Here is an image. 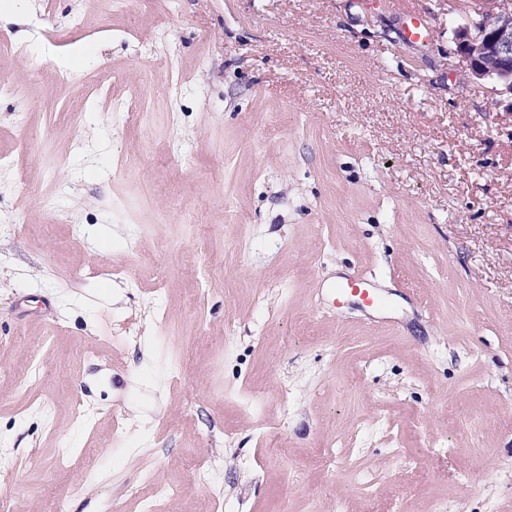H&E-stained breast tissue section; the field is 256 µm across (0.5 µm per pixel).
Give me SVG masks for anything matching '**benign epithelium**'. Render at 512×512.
I'll list each match as a JSON object with an SVG mask.
<instances>
[{"label":"benign epithelium","mask_w":512,"mask_h":512,"mask_svg":"<svg viewBox=\"0 0 512 512\" xmlns=\"http://www.w3.org/2000/svg\"><path fill=\"white\" fill-rule=\"evenodd\" d=\"M456 51L467 77L490 80L512 93V4L499 0L479 10L455 30Z\"/></svg>","instance_id":"benign-epithelium-1"}]
</instances>
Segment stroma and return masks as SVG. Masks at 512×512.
<instances>
[{
	"label": "stroma",
	"mask_w": 512,
	"mask_h": 512,
	"mask_svg": "<svg viewBox=\"0 0 512 512\" xmlns=\"http://www.w3.org/2000/svg\"><path fill=\"white\" fill-rule=\"evenodd\" d=\"M411 2L423 44L353 0H40L32 40L0 25L23 90L0 97L6 512H139L147 466L183 487L161 512H512V93L464 79L461 0ZM37 42L90 57L34 71ZM354 273L392 324L322 306ZM393 412L400 435L372 430Z\"/></svg>",
	"instance_id": "obj_1"
}]
</instances>
